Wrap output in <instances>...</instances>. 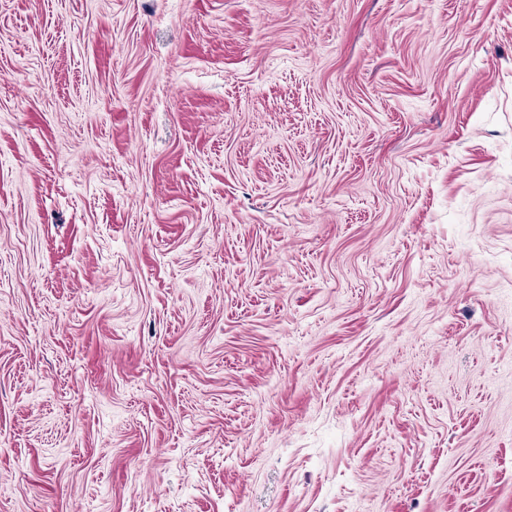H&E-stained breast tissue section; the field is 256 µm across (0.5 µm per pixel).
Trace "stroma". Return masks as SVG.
<instances>
[{"label": "stroma", "instance_id": "1", "mask_svg": "<svg viewBox=\"0 0 512 512\" xmlns=\"http://www.w3.org/2000/svg\"><path fill=\"white\" fill-rule=\"evenodd\" d=\"M0 512H512V0H0Z\"/></svg>", "mask_w": 512, "mask_h": 512}]
</instances>
